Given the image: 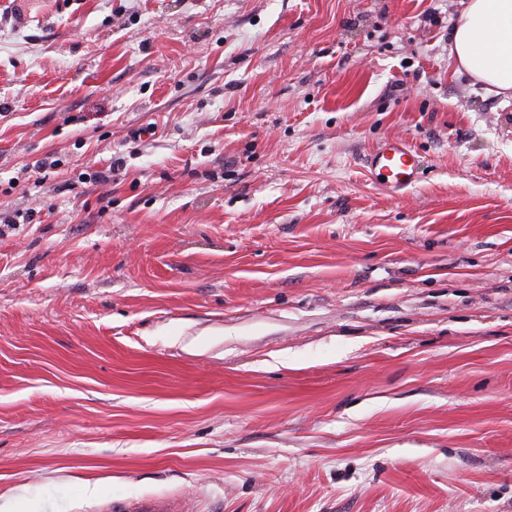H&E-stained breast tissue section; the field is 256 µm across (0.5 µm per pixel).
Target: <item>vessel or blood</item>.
Wrapping results in <instances>:
<instances>
[{
    "mask_svg": "<svg viewBox=\"0 0 512 512\" xmlns=\"http://www.w3.org/2000/svg\"><path fill=\"white\" fill-rule=\"evenodd\" d=\"M374 180L386 190L396 192L413 185L422 166L421 157L402 140L384 141L366 157ZM113 512H185L182 501L136 498L114 503Z\"/></svg>",
    "mask_w": 512,
    "mask_h": 512,
    "instance_id": "1",
    "label": "vessel or blood"
}]
</instances>
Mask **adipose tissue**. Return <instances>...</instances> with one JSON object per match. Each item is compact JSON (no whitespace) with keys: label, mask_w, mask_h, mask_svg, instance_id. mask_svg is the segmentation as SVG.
Returning a JSON list of instances; mask_svg holds the SVG:
<instances>
[{"label":"adipose tissue","mask_w":512,"mask_h":512,"mask_svg":"<svg viewBox=\"0 0 512 512\" xmlns=\"http://www.w3.org/2000/svg\"><path fill=\"white\" fill-rule=\"evenodd\" d=\"M459 69L490 92L512 94V0H467L452 32Z\"/></svg>","instance_id":"obj_1"}]
</instances>
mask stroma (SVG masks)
Here are the masks:
<instances>
[{"label": "stroma", "instance_id": "1", "mask_svg": "<svg viewBox=\"0 0 512 512\" xmlns=\"http://www.w3.org/2000/svg\"><path fill=\"white\" fill-rule=\"evenodd\" d=\"M462 8L0 0V512H512V97ZM365 161L376 183L392 192L413 185L423 163L400 139L385 140L368 153ZM113 512H184L183 501L165 498H136L112 504Z\"/></svg>", "mask_w": 512, "mask_h": 512}]
</instances>
